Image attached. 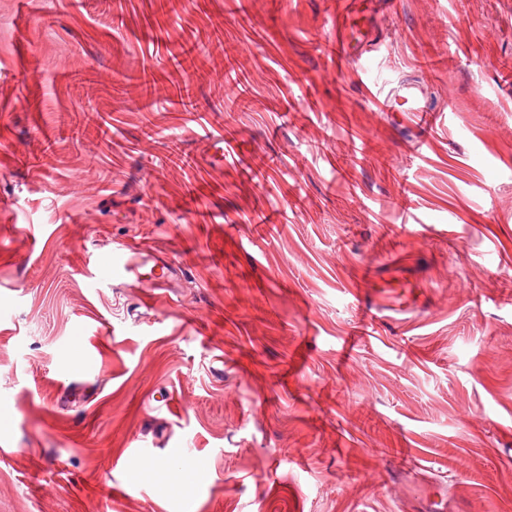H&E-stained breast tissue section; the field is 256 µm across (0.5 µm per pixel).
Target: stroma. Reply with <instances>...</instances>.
I'll return each mask as SVG.
<instances>
[{
    "label": "stroma",
    "instance_id": "1",
    "mask_svg": "<svg viewBox=\"0 0 512 512\" xmlns=\"http://www.w3.org/2000/svg\"><path fill=\"white\" fill-rule=\"evenodd\" d=\"M336 8L0 0V512H512V0H397L358 69ZM138 242L171 292L89 277ZM193 37L194 40L191 42H178L174 43L173 47L167 48L165 66L168 69L169 76L176 81V83L172 81L176 94L174 96L158 95L146 106L150 108L148 112L167 111L169 107L174 105H180L183 112L194 110L191 83L199 72L197 61L201 56L210 55L213 41L212 35L200 32ZM410 89V86H402L389 93L381 104V109L384 112H387L389 108H391L392 103H396L401 106L408 105L407 111L413 112L418 116L419 123L425 129L432 127L436 122V111L431 110L429 107L422 104Z\"/></svg>",
    "mask_w": 512,
    "mask_h": 512
}]
</instances>
